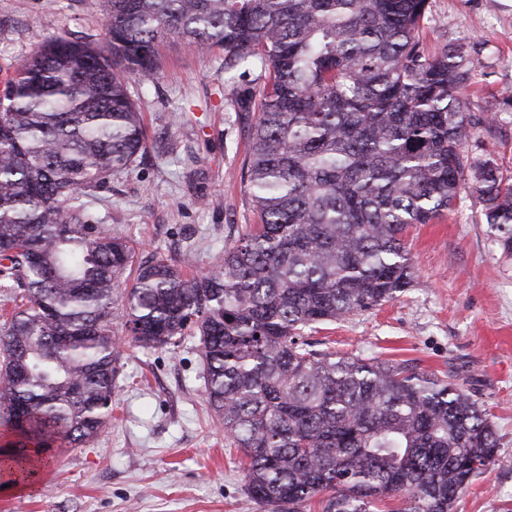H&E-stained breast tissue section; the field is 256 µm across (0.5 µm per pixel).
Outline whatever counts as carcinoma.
I'll return each instance as SVG.
<instances>
[{"mask_svg": "<svg viewBox=\"0 0 512 512\" xmlns=\"http://www.w3.org/2000/svg\"><path fill=\"white\" fill-rule=\"evenodd\" d=\"M429 0H108V50L52 35L0 96V458L35 477L27 444L98 438L112 412L118 318L142 349L191 336L207 402L269 512H453L497 462L483 405L453 378L315 350L300 331L397 299L411 282L408 228L469 190L486 224H512V184L473 156L463 47L427 51ZM224 73L268 83L244 180L259 223L214 268L135 263L82 197L145 150L123 71L156 79L167 38ZM134 283L121 291L129 276Z\"/></svg>", "mask_w": 512, "mask_h": 512, "instance_id": "obj_1", "label": "carcinoma"}]
</instances>
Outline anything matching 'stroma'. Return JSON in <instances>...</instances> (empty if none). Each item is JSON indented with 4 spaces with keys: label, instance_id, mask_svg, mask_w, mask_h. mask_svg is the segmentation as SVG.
I'll use <instances>...</instances> for the list:
<instances>
[{
    "label": "stroma",
    "instance_id": "1",
    "mask_svg": "<svg viewBox=\"0 0 512 512\" xmlns=\"http://www.w3.org/2000/svg\"><path fill=\"white\" fill-rule=\"evenodd\" d=\"M103 0H0V79L45 38L105 42ZM429 49L463 45L476 67L473 113L494 115L469 140L512 177V0H430ZM157 80H131L146 153L88 197L98 223L137 247L141 260L208 271L255 215L242 164L257 115L261 69L224 79V52L201 54L170 38ZM217 198L206 207L199 195ZM476 194L406 234L413 281L397 300L305 329V340L344 355L406 362L453 374L484 404L498 462L473 480L454 512H512V225L485 224ZM112 417L78 448L44 452L47 467L27 490L0 488V512H263L245 492L240 454L207 403L194 339L177 348L123 346Z\"/></svg>",
    "mask_w": 512,
    "mask_h": 512
}]
</instances>
